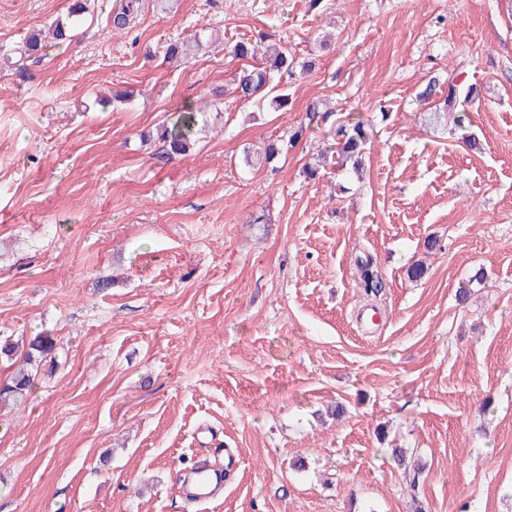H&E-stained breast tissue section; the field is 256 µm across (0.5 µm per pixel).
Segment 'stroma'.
<instances>
[{"instance_id": "35a3bbf8", "label": "stroma", "mask_w": 512, "mask_h": 512, "mask_svg": "<svg viewBox=\"0 0 512 512\" xmlns=\"http://www.w3.org/2000/svg\"><path fill=\"white\" fill-rule=\"evenodd\" d=\"M69 4L0 0V45ZM261 35L300 67L284 111L226 92ZM433 77L477 88L479 149L431 122ZM316 100L368 125L362 171L306 177ZM192 105L186 155L144 140ZM42 332L0 512H512V0H90L0 69V343ZM203 456L228 476L197 504ZM41 30L32 31L22 45L13 49L0 50V66L15 70L17 73L28 71L29 62L35 63L42 57L43 50Z\"/></svg>"}]
</instances>
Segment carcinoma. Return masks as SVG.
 I'll return each instance as SVG.
<instances>
[{
	"label": "carcinoma",
	"mask_w": 512,
	"mask_h": 512,
	"mask_svg": "<svg viewBox=\"0 0 512 512\" xmlns=\"http://www.w3.org/2000/svg\"><path fill=\"white\" fill-rule=\"evenodd\" d=\"M43 50L41 33L32 31L22 45L5 49L0 53V67L14 70L18 73L28 71V66L41 58ZM265 63L259 66H251L243 69L235 80L234 92L237 97L245 101L255 99L260 106L283 110L288 107V94L279 89L277 76L282 72H292L293 60L288 53L277 44H269L265 47ZM197 126L196 112L186 110L178 115L171 125H164L160 129L159 139L166 143L168 155H181L187 151ZM336 137L335 159L339 167L352 163L354 172H359L362 166L364 150L368 145V135L365 122L352 116L348 120L340 122L334 128ZM54 337L41 333L35 336L25 348L7 342L0 349V353L8 358L17 355L23 357L28 364H41L56 348ZM34 375L20 371L15 374L11 382L0 387V402H17L27 395L32 389Z\"/></svg>",
	"instance_id": "1"
}]
</instances>
